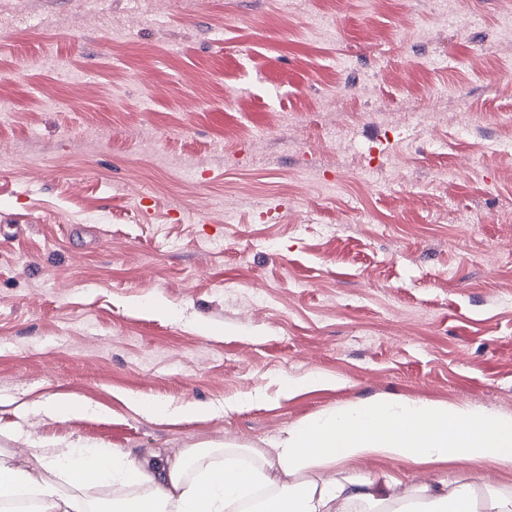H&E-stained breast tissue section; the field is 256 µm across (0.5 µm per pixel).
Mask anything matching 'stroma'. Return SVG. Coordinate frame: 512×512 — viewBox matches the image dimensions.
I'll return each instance as SVG.
<instances>
[{
	"mask_svg": "<svg viewBox=\"0 0 512 512\" xmlns=\"http://www.w3.org/2000/svg\"><path fill=\"white\" fill-rule=\"evenodd\" d=\"M510 16L0 0V451L220 463L347 402L512 414ZM69 398L89 412L40 409ZM136 400L196 411L158 421ZM348 473L512 494V470L463 460Z\"/></svg>",
	"mask_w": 512,
	"mask_h": 512,
	"instance_id": "1",
	"label": "stroma"
}]
</instances>
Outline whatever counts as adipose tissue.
<instances>
[{
  "instance_id": "1",
  "label": "adipose tissue",
  "mask_w": 512,
  "mask_h": 512,
  "mask_svg": "<svg viewBox=\"0 0 512 512\" xmlns=\"http://www.w3.org/2000/svg\"><path fill=\"white\" fill-rule=\"evenodd\" d=\"M369 454L512 469V414L396 398L361 401L289 425L260 464L228 455L223 465L206 467L194 480L187 473L204 457L201 449L175 457L152 451L136 463L122 450L80 442L42 447L26 464L0 453V501L31 490L41 512H89L78 491L93 482L143 488L135 497L113 499L103 512H241L250 500L255 512H382L386 503L409 512L413 501L418 512H512V495L481 498L459 480L442 478L410 493L393 480L318 475Z\"/></svg>"
}]
</instances>
